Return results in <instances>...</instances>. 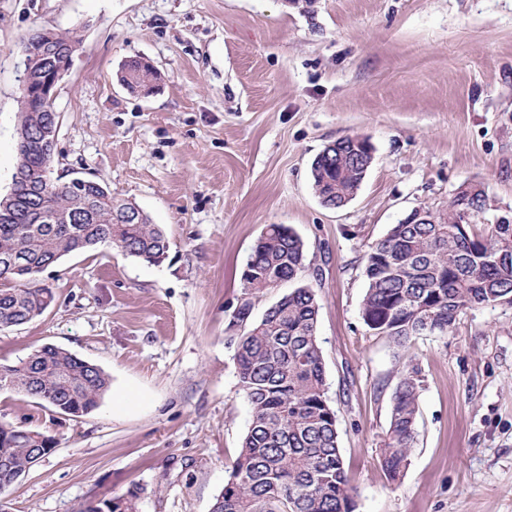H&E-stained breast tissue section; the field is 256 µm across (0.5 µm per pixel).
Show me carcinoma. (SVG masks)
I'll return each mask as SVG.
<instances>
[{
	"instance_id": "cac0c4a2",
	"label": "carcinoma",
	"mask_w": 512,
	"mask_h": 512,
	"mask_svg": "<svg viewBox=\"0 0 512 512\" xmlns=\"http://www.w3.org/2000/svg\"><path fill=\"white\" fill-rule=\"evenodd\" d=\"M79 43L73 30L53 32L50 44L35 30L26 47L68 63ZM150 64L132 58L119 81L132 90L155 85ZM18 163L12 195L0 197V329L44 314L55 300L39 276L63 258L99 246H115L152 265L169 248L163 228L148 215L128 212L127 202L94 180L45 183L51 168L39 133L51 119L43 107L19 102ZM372 156L355 138L327 145L311 165L312 185L328 208L346 205ZM481 189L456 196L430 224H394L364 257L367 287L361 317L368 329L403 346L423 334H446L457 319L478 307L512 299V221L507 217L474 233L460 223L485 206ZM305 271L301 238L286 224H268L242 273L243 293L233 310L229 337L236 374L251 420L241 450L211 512H353L354 489L344 468L336 412L326 396L317 336L318 304L300 285L252 320L255 294L293 281ZM109 376L97 365L52 344L13 366H0V390L34 397L61 414L95 410L109 391ZM417 371L404 372L392 396L388 438L380 466L397 481L408 464L418 411ZM39 433L0 424V492L24 478ZM143 488L119 498L112 512H137Z\"/></svg>"
}]
</instances>
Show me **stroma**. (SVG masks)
I'll return each instance as SVG.
<instances>
[{
    "instance_id": "obj_1",
    "label": "stroma",
    "mask_w": 512,
    "mask_h": 512,
    "mask_svg": "<svg viewBox=\"0 0 512 512\" xmlns=\"http://www.w3.org/2000/svg\"><path fill=\"white\" fill-rule=\"evenodd\" d=\"M42 27L80 38L54 102L53 178L135 202L169 252L158 266L113 247L66 257L40 276L54 305L0 330L2 366L49 343L112 381L79 418L0 390V423L55 445L5 491L11 512H80L136 486L138 512H210L250 424L227 338L268 224L304 243L355 512H512V306L402 347L360 314L365 253L413 210L447 209L470 183L486 196L477 231L512 216V0H0V195L23 48ZM132 57L160 73L152 94L118 82ZM345 137L372 163L331 209L311 164ZM410 367L415 443L391 484L380 456Z\"/></svg>"
}]
</instances>
